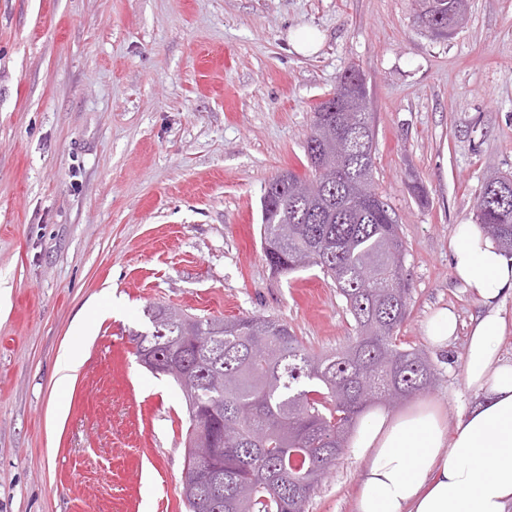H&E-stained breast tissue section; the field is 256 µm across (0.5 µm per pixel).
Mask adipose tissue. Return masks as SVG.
<instances>
[{
  "label": "adipose tissue",
  "mask_w": 512,
  "mask_h": 512,
  "mask_svg": "<svg viewBox=\"0 0 512 512\" xmlns=\"http://www.w3.org/2000/svg\"><path fill=\"white\" fill-rule=\"evenodd\" d=\"M450 266L482 306L467 334L464 369L475 402L447 428L427 401L393 415L367 412L350 436L362 463L355 512H512V360L508 327L512 257L479 224L454 229Z\"/></svg>",
  "instance_id": "adipose-tissue-1"
}]
</instances>
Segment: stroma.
<instances>
[{"label":"stroma","instance_id":"obj_1","mask_svg":"<svg viewBox=\"0 0 512 512\" xmlns=\"http://www.w3.org/2000/svg\"><path fill=\"white\" fill-rule=\"evenodd\" d=\"M298 30L315 53L294 51ZM352 65L373 185L401 224L400 340L435 368L426 396L452 427L475 400L465 335L481 307L449 254L485 179L512 173V0H470L445 41L414 0H0V512H187V407L130 339L150 305L272 317L317 354L349 344L319 269L272 275L260 197L306 174L314 108ZM441 306L460 334L438 350L424 328ZM360 471L346 451L307 512H354ZM80 364L79 351L75 346H72L62 357L58 366L56 367L55 385L57 388H65L70 383L72 377L71 372L76 370Z\"/></svg>","mask_w":512,"mask_h":512}]
</instances>
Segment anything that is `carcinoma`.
I'll use <instances>...</instances> for the list:
<instances>
[{"label": "carcinoma", "instance_id": "carcinoma-1", "mask_svg": "<svg viewBox=\"0 0 512 512\" xmlns=\"http://www.w3.org/2000/svg\"><path fill=\"white\" fill-rule=\"evenodd\" d=\"M415 4L431 16L433 40H448L468 19L469 0ZM374 140L367 82L351 67L313 113L308 174L282 171L261 195L267 264L275 274L317 268L330 278L354 322L350 344L316 354L274 318H201L164 305L148 310L151 331L131 336L154 359L150 370L184 396L189 464L222 474V483L186 498L189 512H306L365 410L435 380L425 354L398 340L409 304L398 218L377 190L370 204L356 195L372 183ZM338 164L342 178L328 180ZM475 213L512 256V174L487 178Z\"/></svg>", "mask_w": 512, "mask_h": 512}]
</instances>
